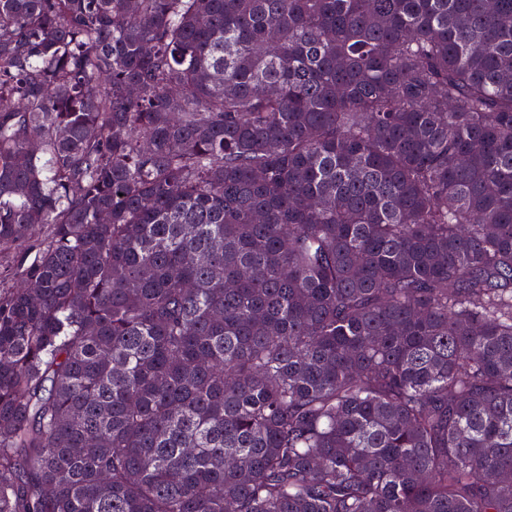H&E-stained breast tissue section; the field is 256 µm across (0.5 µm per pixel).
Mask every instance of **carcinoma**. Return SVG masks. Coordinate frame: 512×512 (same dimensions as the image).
<instances>
[{"label": "carcinoma", "instance_id": "cac0c4a2", "mask_svg": "<svg viewBox=\"0 0 512 512\" xmlns=\"http://www.w3.org/2000/svg\"><path fill=\"white\" fill-rule=\"evenodd\" d=\"M0 512H512V0H0Z\"/></svg>", "mask_w": 512, "mask_h": 512}]
</instances>
